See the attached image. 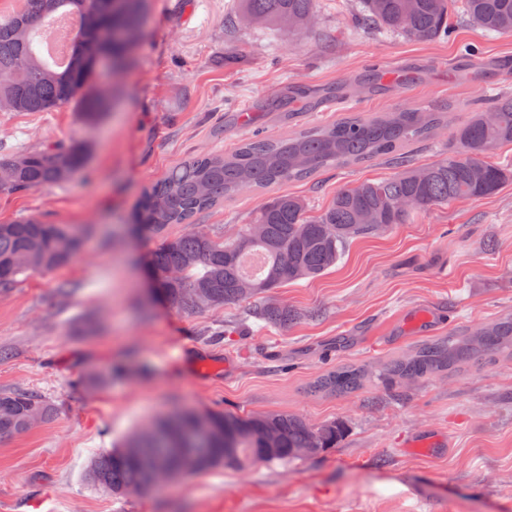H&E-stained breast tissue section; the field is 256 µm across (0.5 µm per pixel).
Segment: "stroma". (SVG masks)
Listing matches in <instances>:
<instances>
[{
  "instance_id": "obj_1",
  "label": "stroma",
  "mask_w": 512,
  "mask_h": 512,
  "mask_svg": "<svg viewBox=\"0 0 512 512\" xmlns=\"http://www.w3.org/2000/svg\"><path fill=\"white\" fill-rule=\"evenodd\" d=\"M359 8L316 0L312 26L293 35L238 21V0H149L129 63L95 75L112 96L97 120L71 105L0 109V156L88 148L70 181L0 193V223L37 216L84 233L66 266L0 291V391L33 390L54 406L49 420L0 441V512H512V359L392 387L309 390L336 366L374 373L416 343L512 315V182L354 240L324 275L257 298L188 315L147 291L144 264L160 238L132 234V214L146 188L190 157L351 112L450 104L456 125L470 105L512 94V69H459L470 53L512 59V37L457 9L449 36L418 43L356 24ZM371 66L389 80L410 66L416 73L377 91L361 81ZM450 139L442 127L398 163L247 189L192 224L235 236L280 194L301 196L316 215L341 188L392 177L402 162H437ZM267 302L300 317L263 328L253 312ZM420 311L432 315L429 329L412 325ZM89 374L96 385L83 383ZM179 409L295 413L342 423L345 434L322 454L220 467L140 496L117 498L87 481L93 455ZM414 441L423 450H410Z\"/></svg>"
}]
</instances>
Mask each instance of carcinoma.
<instances>
[{
  "instance_id": "cac0c4a2",
  "label": "carcinoma",
  "mask_w": 512,
  "mask_h": 512,
  "mask_svg": "<svg viewBox=\"0 0 512 512\" xmlns=\"http://www.w3.org/2000/svg\"><path fill=\"white\" fill-rule=\"evenodd\" d=\"M22 7L0 16V102L13 112H52L74 105L91 118L107 109L93 88L99 58L109 49L123 57L122 28L141 31L144 0H22ZM454 0H363L359 22L405 36L432 41L448 32ZM240 20L259 21L294 33L303 32L314 16L315 0H240ZM462 13L494 35L512 36V0H460ZM58 15L81 19L64 66L49 62L38 37ZM449 123L444 108H405L373 115L354 114L331 126L311 127L281 138L253 135L230 154L196 156L172 169L147 189L135 216L136 231L161 234L170 224L193 216L246 189H268L304 179L319 170L374 159H393L407 145L425 140ZM512 144V95H496L453 128L448 156L414 170L407 166L393 177L363 181L336 192L319 214L309 215L305 199L290 194L265 202L252 223L231 240L218 239L201 227L165 237L151 253L148 266L158 293L185 313L202 309L193 294L207 295V306L257 297L274 288L314 279L336 266L357 238L410 223L459 199L491 196L512 180V168L488 161L499 146ZM80 144L0 157V193L35 190L63 183L85 164ZM409 207L402 209L398 202ZM82 233L67 224H48L30 217L0 224V290L31 272L65 266L80 249ZM252 288L242 291L241 284ZM297 317L286 307L265 304L255 311L264 326L282 329ZM494 355L512 358V316L471 332L455 329L446 336L414 346L406 356L392 357L380 370L395 382L461 370ZM366 381L364 369L343 366L320 377L311 392L346 393ZM48 419L53 407L31 390L0 392V440L22 435ZM216 434L199 429L193 411H181L140 429L125 441L90 458L86 478L94 486L123 496L147 480L139 461L181 475L222 465L275 463L296 457L311 444L325 452L336 447L342 429L336 423L312 425L294 413L239 415L208 413ZM276 440L267 442L268 430ZM136 449L131 456L126 449Z\"/></svg>"
}]
</instances>
